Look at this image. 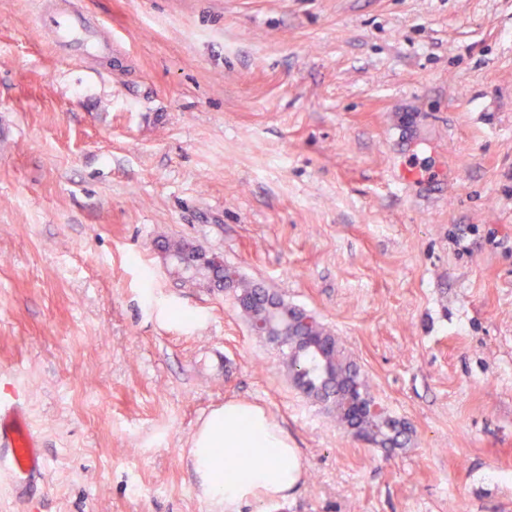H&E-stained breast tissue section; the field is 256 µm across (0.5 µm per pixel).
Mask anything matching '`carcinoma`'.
<instances>
[{
  "label": "carcinoma",
  "instance_id": "carcinoma-1",
  "mask_svg": "<svg viewBox=\"0 0 512 512\" xmlns=\"http://www.w3.org/2000/svg\"><path fill=\"white\" fill-rule=\"evenodd\" d=\"M237 295H242L248 302L242 304L240 310L252 319L267 308L268 298L276 303V316L280 323L288 326V330L274 337L281 348L284 363L291 373L293 381L303 385V391L318 401H330L336 410L337 421L346 426L352 433L366 432L370 441L384 447L395 448L401 445L404 433L398 428V422L386 414H378L367 418L355 419L346 409L350 396L356 394L364 397V401L373 402L369 386L360 377L356 366L341 357L337 346H322L320 350H310L306 357H298L293 351L296 336H329V333L318 322L310 325L303 323L306 312L288 305L282 297L263 286L236 278Z\"/></svg>",
  "mask_w": 512,
  "mask_h": 512
}]
</instances>
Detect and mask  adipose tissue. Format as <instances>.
Here are the masks:
<instances>
[{"label":"adipose tissue","instance_id":"1","mask_svg":"<svg viewBox=\"0 0 512 512\" xmlns=\"http://www.w3.org/2000/svg\"><path fill=\"white\" fill-rule=\"evenodd\" d=\"M191 455L204 493L223 503L224 512L287 498L302 477L287 433L262 407L236 400L202 424Z\"/></svg>","mask_w":512,"mask_h":512}]
</instances>
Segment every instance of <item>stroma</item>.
<instances>
[{"mask_svg": "<svg viewBox=\"0 0 512 512\" xmlns=\"http://www.w3.org/2000/svg\"><path fill=\"white\" fill-rule=\"evenodd\" d=\"M72 9L109 54L39 36ZM173 239L313 316L405 444ZM0 375L46 463L0 512H224L189 450L229 399L303 468L246 512H512V0H0ZM185 245V251L178 257H173L167 253L170 256V259L182 267L183 270L195 271L202 267L212 265L213 261H215L214 259L206 257V255L192 243L185 242Z\"/></svg>", "mask_w": 512, "mask_h": 512, "instance_id": "stroma-1", "label": "stroma"}]
</instances>
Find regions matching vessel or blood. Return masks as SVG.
<instances>
[{
    "label": "vessel or blood",
    "mask_w": 512,
    "mask_h": 512,
    "mask_svg": "<svg viewBox=\"0 0 512 512\" xmlns=\"http://www.w3.org/2000/svg\"><path fill=\"white\" fill-rule=\"evenodd\" d=\"M41 29L51 35L56 46L76 58L99 56L112 48L111 33L104 26L91 23L78 10L44 14ZM0 419L14 423L7 457L0 460V480L15 488L24 477L43 469L45 462L36 447L34 433L19 420L15 403L1 396Z\"/></svg>",
    "instance_id": "obj_1"
}]
</instances>
